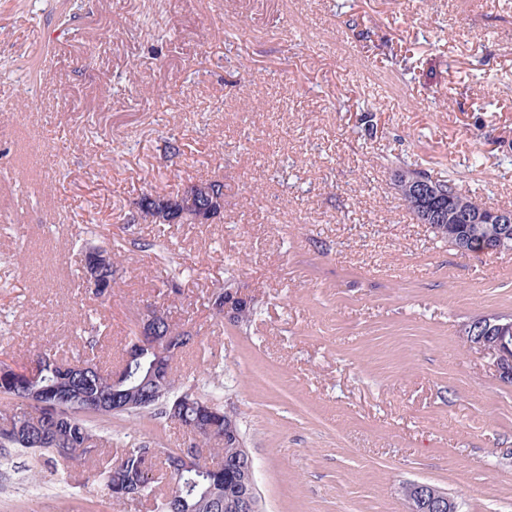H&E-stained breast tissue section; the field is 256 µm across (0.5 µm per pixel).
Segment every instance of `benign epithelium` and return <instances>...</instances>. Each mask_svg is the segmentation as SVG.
I'll list each match as a JSON object with an SVG mask.
<instances>
[{"mask_svg": "<svg viewBox=\"0 0 512 512\" xmlns=\"http://www.w3.org/2000/svg\"><path fill=\"white\" fill-rule=\"evenodd\" d=\"M396 179L403 182L408 193L424 204L423 221L433 225L437 233L448 231L447 223L456 224H496L499 234L495 239L479 242L478 251L493 253L501 250L500 242L512 236V210L488 209L476 210L461 197L444 196L435 185L425 179L407 180L402 172L394 173ZM190 213L197 224H212L224 217V184L214 181L203 187L199 182L187 184L181 192L173 196L161 197L145 194L137 202L135 217L155 220L158 223H174L176 213ZM94 262L86 267L85 277L88 287L100 286V272L107 261L108 249L93 248ZM252 297L241 286L226 288L220 299L224 320L234 322L241 311L249 307ZM157 325L153 308L147 306L142 311L137 335L140 345H152L157 335ZM466 341L483 348L494 357L501 380L512 383V319L506 317H486L473 321L464 329ZM410 495L418 504L417 512H458L457 503L447 494L434 486L415 483Z\"/></svg>", "mask_w": 512, "mask_h": 512, "instance_id": "1", "label": "benign epithelium"}]
</instances>
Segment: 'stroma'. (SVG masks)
<instances>
[{
	"label": "stroma",
	"mask_w": 512,
	"mask_h": 512,
	"mask_svg": "<svg viewBox=\"0 0 512 512\" xmlns=\"http://www.w3.org/2000/svg\"><path fill=\"white\" fill-rule=\"evenodd\" d=\"M411 49L417 68L394 62ZM512 207V0H0V350L116 360L141 309L196 332L184 388L233 414L261 512H512V384L466 343L512 313V251L421 223L396 168ZM224 183L213 224H132L143 194ZM158 240L184 274L171 291ZM123 245L108 304L81 244ZM257 313L214 317L225 281ZM112 450L180 448L161 415ZM31 455L0 457V512H151ZM406 484L402 487V493L411 504V511L413 510L414 503L411 502L410 495L413 500L418 504L417 512H458L457 503L449 498L447 494L440 491L434 486L424 483Z\"/></svg>",
	"instance_id": "1"
}]
</instances>
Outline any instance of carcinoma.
Here are the masks:
<instances>
[{
	"mask_svg": "<svg viewBox=\"0 0 512 512\" xmlns=\"http://www.w3.org/2000/svg\"><path fill=\"white\" fill-rule=\"evenodd\" d=\"M497 234L495 224H456L446 238L458 246ZM116 268L114 260L103 269L102 287L91 290L96 300L112 297ZM160 313L161 358L142 349L134 336L124 350L132 359L110 368L100 364L94 338L87 341L88 354L78 359L79 368L60 358L53 346L35 354L40 365L35 379L26 376L27 364L1 359L0 454L34 452L53 465L80 466L102 454L101 436L89 417L111 418L112 397L134 402L127 415L151 414L160 405L168 419L194 433L196 447L213 444L210 456L197 457L183 470L177 448H130L98 470L94 482L117 503L154 494L158 512H235L244 445L224 443L219 404L181 389L173 363L195 336L170 312Z\"/></svg>",
	"mask_w": 512,
	"mask_h": 512,
	"instance_id": "carcinoma-1",
	"label": "carcinoma"
}]
</instances>
